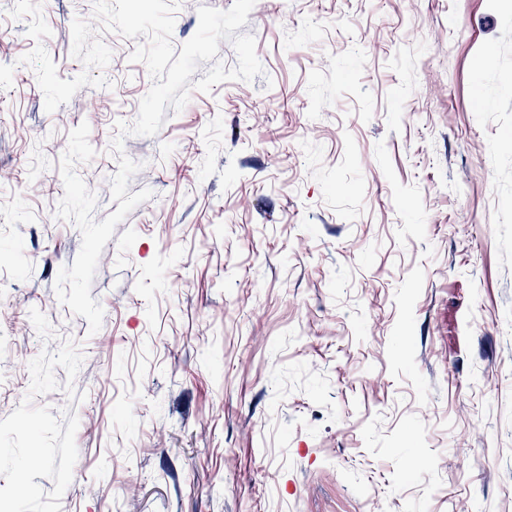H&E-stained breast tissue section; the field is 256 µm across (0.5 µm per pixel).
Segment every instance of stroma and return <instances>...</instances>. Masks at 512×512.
<instances>
[{"mask_svg":"<svg viewBox=\"0 0 512 512\" xmlns=\"http://www.w3.org/2000/svg\"><path fill=\"white\" fill-rule=\"evenodd\" d=\"M179 0L181 47L197 10ZM93 0H0V512H512V0H256L264 73L152 85ZM96 221L55 291L68 134Z\"/></svg>","mask_w":512,"mask_h":512,"instance_id":"stroma-1","label":"stroma"}]
</instances>
